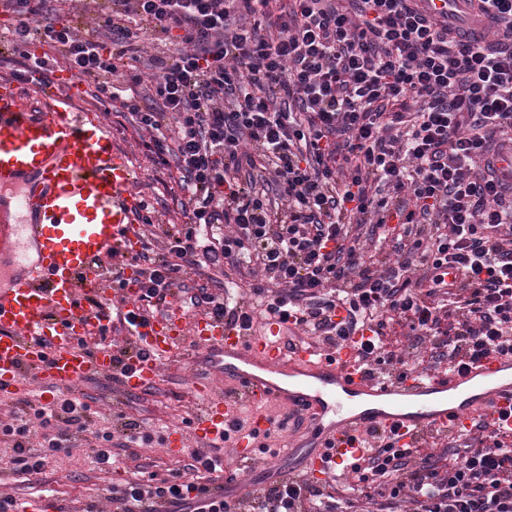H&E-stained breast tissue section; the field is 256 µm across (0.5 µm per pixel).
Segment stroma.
<instances>
[{
  "mask_svg": "<svg viewBox=\"0 0 512 512\" xmlns=\"http://www.w3.org/2000/svg\"><path fill=\"white\" fill-rule=\"evenodd\" d=\"M76 110L100 119L112 138L114 148L130 159L133 168L128 191L136 200H143L156 210L158 224L141 227V238L150 248L161 249L166 231L179 227L182 212L179 199V175L175 169L157 164L141 147V132L135 124L118 125L104 108L86 92H79L73 101ZM186 328L181 343L173 357L163 361L160 377L151 390L125 394L113 381L94 377L79 383L74 395L86 396L91 415L105 428L112 427L113 417L126 412L142 420L144 430L151 440L134 452L121 453L111 467H93L88 455L90 441L79 436L72 439L70 455L47 458L38 480L27 481L15 471L11 462L12 448L9 441L0 440V496L13 497L17 504H24L29 497L48 493L42 502V512H85L95 507L97 512H110L107 499L112 484L143 478L144 474L166 476L170 471L184 470L189 463L188 452L199 447L190 429L191 417L202 411L203 406L193 391L198 372L193 360L200 350L194 340L193 322L201 311L183 305ZM177 430L183 433L186 451L178 456L169 455L160 443L159 434Z\"/></svg>",
  "mask_w": 512,
  "mask_h": 512,
  "instance_id": "35a3bbf8",
  "label": "stroma"
}]
</instances>
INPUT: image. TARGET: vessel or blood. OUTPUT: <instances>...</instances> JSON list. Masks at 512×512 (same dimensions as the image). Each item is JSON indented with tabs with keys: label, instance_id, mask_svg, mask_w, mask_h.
<instances>
[{
	"label": "vessel or blood",
	"instance_id": "vessel-or-blood-1",
	"mask_svg": "<svg viewBox=\"0 0 512 512\" xmlns=\"http://www.w3.org/2000/svg\"><path fill=\"white\" fill-rule=\"evenodd\" d=\"M38 94L48 103L41 113L30 111L19 86L0 84V186L24 187L16 205L28 211L24 229L40 247L39 259L27 262L15 225H0V251L11 254L21 273L0 290L2 397L27 391L29 370L56 393L95 374L117 375L110 344L92 350L81 345L112 328L110 316L84 311L81 294L108 286L132 311L139 293L136 269L125 268L113 281L104 266L110 252L138 249V203L127 193V157L113 151L102 124L75 111L56 85L41 86ZM284 328L273 318L260 335L207 314L197 318L199 364L210 377L194 387L207 401L191 420L200 439H222L230 421L229 412L210 400L215 380L244 392L259 431L269 427L263 407L299 410L305 424L289 445L288 462L292 470L321 479L351 468L363 453L357 437L369 428L390 434L400 448L416 446L428 431H457L480 414L512 429V355L496 351L447 373L417 371L384 380L356 362L353 344L338 351L312 344L281 349ZM183 330L182 312L171 305L132 330L135 354L118 375L122 389L153 386Z\"/></svg>",
	"mask_w": 512,
	"mask_h": 512
}]
</instances>
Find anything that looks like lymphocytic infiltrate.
I'll list each match as a JSON object with an SVG mask.
<instances>
[{"instance_id": "f902f5d3", "label": "lymphocytic infiltrate", "mask_w": 512, "mask_h": 512, "mask_svg": "<svg viewBox=\"0 0 512 512\" xmlns=\"http://www.w3.org/2000/svg\"><path fill=\"white\" fill-rule=\"evenodd\" d=\"M107 0L95 29L82 35L61 21L58 0H0L11 17V80L49 81L55 67L92 82L93 97L148 132L143 146L175 165L183 225L166 252H137L112 265L138 267L140 305L124 324L184 293L193 307L252 329L279 313L328 348L373 316L429 342L431 369L463 366L491 351L512 352V200L492 145L512 151V0H469L468 34L447 10L418 0ZM496 39L487 41L484 29ZM169 45L171 57L139 67L141 42ZM47 46L36 54L33 44ZM402 233L393 254L366 262L346 225ZM216 268L255 262L262 281L250 299L221 296L186 279L200 261ZM458 273L463 313L445 324L439 299L444 269ZM282 285L270 294L268 282ZM344 322H333L337 305ZM359 355L371 375L409 371L382 334ZM77 397L32 406L21 401L0 424L22 473H42L49 456L69 454L73 434L90 436L94 463L148 442L138 419L99 428ZM41 436L42 453L30 451ZM352 468L366 512H512V430L484 416L448 443L439 469L418 449L394 448L368 431ZM209 449L191 452L185 471L157 481L112 485L115 512H237ZM226 472V471H223ZM236 480L237 471L226 472ZM253 512H327L319 485L298 477L257 490Z\"/></svg>"}]
</instances>
